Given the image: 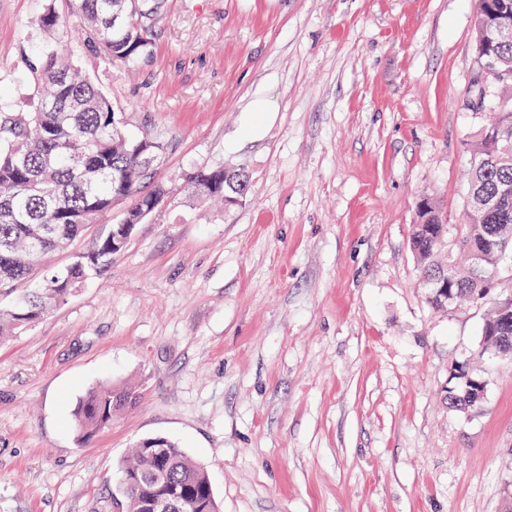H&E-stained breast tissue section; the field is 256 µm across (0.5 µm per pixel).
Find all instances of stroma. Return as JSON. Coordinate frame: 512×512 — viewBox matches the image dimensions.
Listing matches in <instances>:
<instances>
[{
  "label": "stroma",
  "instance_id": "stroma-1",
  "mask_svg": "<svg viewBox=\"0 0 512 512\" xmlns=\"http://www.w3.org/2000/svg\"><path fill=\"white\" fill-rule=\"evenodd\" d=\"M43 7L0 0V111L38 102ZM54 7L125 131L166 143L168 194L0 342V512H112L148 437L206 468L220 512H504L512 361L483 351L485 303L428 304L409 244L422 198L461 221L466 142L512 104L481 79L476 0H165L150 51L112 67ZM201 167L246 173V197L189 201ZM464 364L487 389L460 412L443 396ZM107 384L136 400L81 437Z\"/></svg>",
  "mask_w": 512,
  "mask_h": 512
}]
</instances>
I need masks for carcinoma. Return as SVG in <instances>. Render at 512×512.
<instances>
[{"label":"carcinoma","mask_w":512,"mask_h":512,"mask_svg":"<svg viewBox=\"0 0 512 512\" xmlns=\"http://www.w3.org/2000/svg\"><path fill=\"white\" fill-rule=\"evenodd\" d=\"M79 36L91 52L115 64H129L148 52L163 0H73ZM512 0H476L474 37L479 63L493 83L512 82V43L484 44L481 28L495 22ZM37 28L49 35L60 26L52 4L44 7ZM33 68L44 95L32 112H0V298L12 296V306H0V339L41 320L80 286L103 272L112 256L129 243L136 226L163 197L161 188L148 193L165 144L150 137L134 138L122 129L112 102L91 79L80 77L54 42L40 45ZM474 166L468 182L467 219L448 223L442 205L426 199L418 206L410 247L419 274L434 276L452 270L449 302L429 285L428 303L437 309L482 299L489 275L504 269L500 254L512 255V106L480 126L468 140ZM249 176L222 168L193 173L190 198L196 202L242 197ZM489 198L482 206L478 198ZM134 204L116 224H108L92 243L62 267L51 256L81 238L90 225L108 216L120 202ZM487 239L494 251L479 260L473 255ZM38 281V286L26 284ZM484 351L512 359V298L490 303L482 327ZM446 390L448 404L459 411L477 406L472 399L479 380L469 367L456 371ZM130 392L104 385L88 392L76 412L82 435H92L112 423L116 408ZM130 488L119 490L118 512H148V504L173 488H193L191 512H218L206 469L191 462L178 444L164 437L141 440L121 467Z\"/></svg>","instance_id":"1"}]
</instances>
